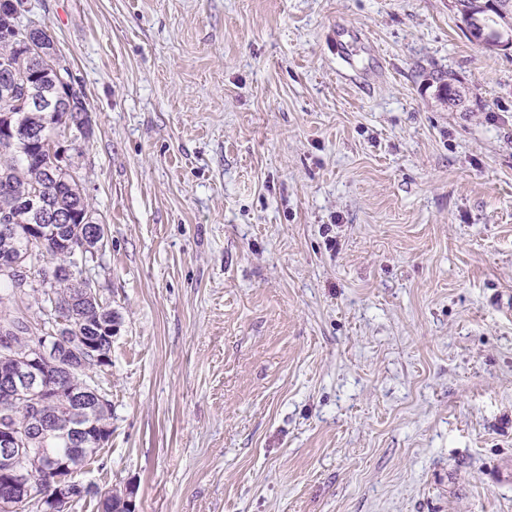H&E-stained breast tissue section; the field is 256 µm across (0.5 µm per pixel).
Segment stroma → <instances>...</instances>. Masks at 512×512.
I'll list each match as a JSON object with an SVG mask.
<instances>
[{
    "label": "stroma",
    "mask_w": 512,
    "mask_h": 512,
    "mask_svg": "<svg viewBox=\"0 0 512 512\" xmlns=\"http://www.w3.org/2000/svg\"><path fill=\"white\" fill-rule=\"evenodd\" d=\"M30 2L90 111L116 314L79 481L136 512H512V53L453 0Z\"/></svg>",
    "instance_id": "stroma-1"
}]
</instances>
